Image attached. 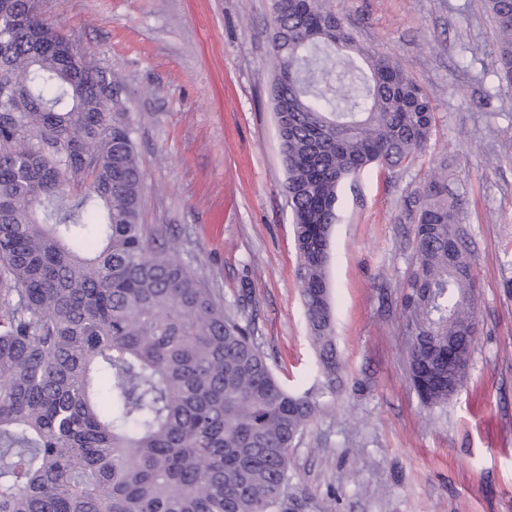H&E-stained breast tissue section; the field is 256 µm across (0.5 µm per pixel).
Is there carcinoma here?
Returning a JSON list of instances; mask_svg holds the SVG:
<instances>
[{
	"label": "carcinoma",
	"mask_w": 512,
	"mask_h": 512,
	"mask_svg": "<svg viewBox=\"0 0 512 512\" xmlns=\"http://www.w3.org/2000/svg\"><path fill=\"white\" fill-rule=\"evenodd\" d=\"M487 8L512 83V0ZM269 42L296 274L332 383L338 189L371 166L414 163L435 115L325 0H277ZM338 58L350 68L337 86ZM118 103L41 0H0V512H294L291 455L319 402L288 391L250 327L147 233ZM414 204L408 364L423 403L442 404L448 344L472 351L477 283L447 166Z\"/></svg>",
	"instance_id": "obj_1"
}]
</instances>
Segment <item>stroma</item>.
<instances>
[{"label":"stroma","instance_id":"1","mask_svg":"<svg viewBox=\"0 0 512 512\" xmlns=\"http://www.w3.org/2000/svg\"><path fill=\"white\" fill-rule=\"evenodd\" d=\"M358 39L432 97L422 157L339 189L328 276L329 390L295 276L292 213L269 96L272 0H42L119 84L145 175L142 222L251 327L282 383L320 410L291 457L306 512H512V84L484 0H329ZM462 201L477 334L463 387L421 402L402 283L414 198L440 162Z\"/></svg>","mask_w":512,"mask_h":512}]
</instances>
